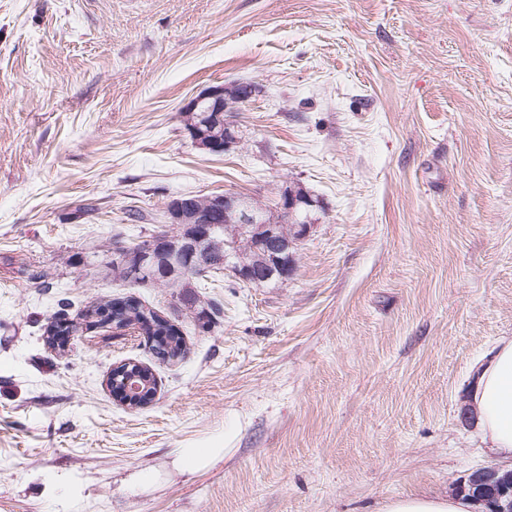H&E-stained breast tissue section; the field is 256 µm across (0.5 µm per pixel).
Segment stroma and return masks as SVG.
Returning a JSON list of instances; mask_svg holds the SVG:
<instances>
[{"label": "stroma", "mask_w": 512, "mask_h": 512, "mask_svg": "<svg viewBox=\"0 0 512 512\" xmlns=\"http://www.w3.org/2000/svg\"><path fill=\"white\" fill-rule=\"evenodd\" d=\"M238 82L256 92L237 147L198 149L180 107ZM286 183L320 201L292 274H221L211 332L181 288L113 276L115 240L177 232L172 198ZM130 296L179 327L182 359L109 327L47 343ZM509 338L512 0H0V512L450 495L500 462L461 409ZM127 360L157 381L139 408L106 382ZM180 461L186 471L195 472L204 468L210 460L224 454L223 448H182Z\"/></svg>", "instance_id": "1"}]
</instances>
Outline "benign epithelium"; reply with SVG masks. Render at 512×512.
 <instances>
[{
    "instance_id": "7a95c632",
    "label": "benign epithelium",
    "mask_w": 512,
    "mask_h": 512,
    "mask_svg": "<svg viewBox=\"0 0 512 512\" xmlns=\"http://www.w3.org/2000/svg\"><path fill=\"white\" fill-rule=\"evenodd\" d=\"M255 90L256 87L250 83L217 84L189 99L181 112L185 128L194 144L209 154L220 155L232 151L239 143L233 113L253 97ZM318 208L320 203L317 199L303 188L291 185L280 189L275 203V210L280 213H293L298 209L309 212ZM165 213L167 223L182 225L181 235L170 245L165 244V236L157 237V241L163 244V254L170 269L185 263L208 266L215 261H227L220 250L207 255L198 247V243L209 239L216 224L224 219L230 224L240 225L243 231L250 230L253 237L265 241V277L276 275L286 279L288 267L283 265V255L295 249L313 227L311 223L298 224L294 228V235H276L263 205L227 192L208 196L202 208L194 207L189 196L173 198L165 205ZM126 252L125 247L113 249L114 262L133 259L140 272L155 265L156 256L151 249L135 256H128ZM229 268L238 280L246 284L259 281L246 254L235 253ZM144 394L150 401L154 399L156 391L150 390L148 380L141 378L139 373H127L117 399L128 406L137 403ZM453 493L469 494L472 501L480 506L481 512H512V470L493 465L478 468L456 485Z\"/></svg>"
}]
</instances>
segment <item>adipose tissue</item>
<instances>
[{
  "label": "adipose tissue",
  "instance_id": "adipose-tissue-1",
  "mask_svg": "<svg viewBox=\"0 0 512 512\" xmlns=\"http://www.w3.org/2000/svg\"><path fill=\"white\" fill-rule=\"evenodd\" d=\"M483 437L502 458L512 459V340L497 345L472 388Z\"/></svg>",
  "mask_w": 512,
  "mask_h": 512
}]
</instances>
